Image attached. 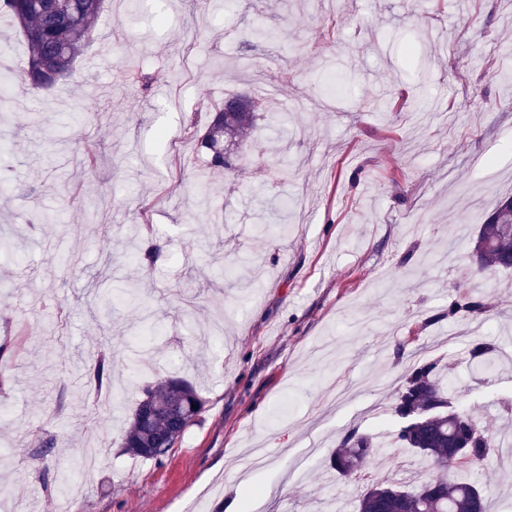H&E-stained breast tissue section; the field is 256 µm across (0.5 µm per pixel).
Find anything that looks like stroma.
<instances>
[{"label":"stroma","instance_id":"35a3bbf8","mask_svg":"<svg viewBox=\"0 0 512 512\" xmlns=\"http://www.w3.org/2000/svg\"><path fill=\"white\" fill-rule=\"evenodd\" d=\"M275 32L267 40L258 28ZM512 0H106L69 76L9 93L0 169V484L23 512H320L351 425L398 427L399 342L456 365L479 416L512 377L470 361L512 342V274L480 271L479 224L512 196ZM130 67L149 89L122 81ZM261 97L239 165L198 202L185 126ZM208 207V208H209ZM160 255L130 262V225ZM455 245L456 266L441 265ZM154 311L104 296L126 284ZM490 307L476 337L445 318L458 286ZM114 355L107 396L93 365ZM205 401L160 460L122 444L146 381Z\"/></svg>","mask_w":512,"mask_h":512}]
</instances>
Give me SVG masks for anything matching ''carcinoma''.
I'll list each match as a JSON object with an SVG mask.
<instances>
[{"label":"carcinoma","instance_id":"obj_1","mask_svg":"<svg viewBox=\"0 0 512 512\" xmlns=\"http://www.w3.org/2000/svg\"><path fill=\"white\" fill-rule=\"evenodd\" d=\"M104 0H0L27 46L25 66L18 78L33 89H48L70 74L94 39ZM253 125L251 112L213 109L208 123L190 125L191 139L208 157L210 168L229 170L234 158L224 137ZM474 253L480 270L512 269V197L502 198L480 225ZM487 312L483 297L462 293L448 302L450 319L475 320ZM124 438V451L133 457L159 459L153 448L171 446L192 425L204 400L189 382L167 378L143 389ZM163 402L175 415L153 410ZM402 421L398 444L411 449L430 473L416 486H399L374 479L358 501V512H487V494L468 479L448 472L473 469L498 448L496 419H479L465 408L456 391L451 366L440 359L419 361L401 377L390 403ZM389 445L357 426L349 428L332 454V466L345 479L367 476L368 463L389 454Z\"/></svg>","mask_w":512,"mask_h":512}]
</instances>
